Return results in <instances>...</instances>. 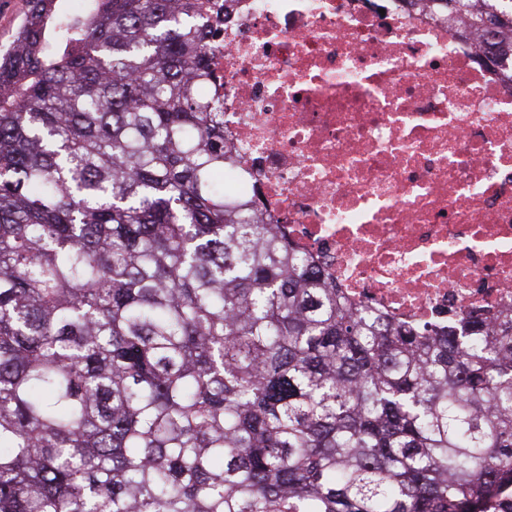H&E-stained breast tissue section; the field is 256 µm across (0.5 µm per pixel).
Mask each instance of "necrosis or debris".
<instances>
[{
	"label": "necrosis or debris",
	"mask_w": 512,
	"mask_h": 512,
	"mask_svg": "<svg viewBox=\"0 0 512 512\" xmlns=\"http://www.w3.org/2000/svg\"><path fill=\"white\" fill-rule=\"evenodd\" d=\"M224 197L392 322L512 319V81L426 0H234L203 16Z\"/></svg>",
	"instance_id": "obj_1"
}]
</instances>
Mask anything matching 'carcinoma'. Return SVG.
Segmentation results:
<instances>
[{
    "instance_id": "cac0c4a2",
    "label": "carcinoma",
    "mask_w": 512,
    "mask_h": 512,
    "mask_svg": "<svg viewBox=\"0 0 512 512\" xmlns=\"http://www.w3.org/2000/svg\"><path fill=\"white\" fill-rule=\"evenodd\" d=\"M54 2L0 55V512H512V323L384 322L224 200L199 0L50 53Z\"/></svg>"
}]
</instances>
